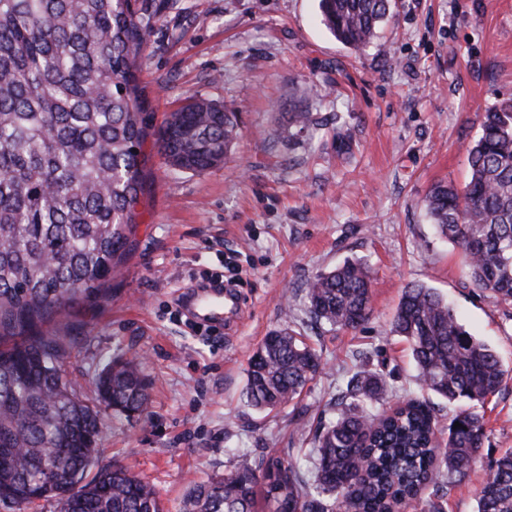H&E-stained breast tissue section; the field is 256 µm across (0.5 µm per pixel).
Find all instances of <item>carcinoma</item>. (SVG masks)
Masks as SVG:
<instances>
[{"instance_id":"carcinoma-1","label":"carcinoma","mask_w":512,"mask_h":512,"mask_svg":"<svg viewBox=\"0 0 512 512\" xmlns=\"http://www.w3.org/2000/svg\"><path fill=\"white\" fill-rule=\"evenodd\" d=\"M323 24L360 50L391 14V0H318ZM148 5L133 0H0V503L62 502L74 484L83 512H161L152 485L114 464L91 472L102 415L148 413L137 358L109 361L82 398L65 369L64 337L42 327L61 310L108 291L129 251L145 183L150 126L138 95ZM237 113L193 97L170 113L156 145L178 170L223 164L238 137ZM469 179L438 183L423 205L458 247L472 283L512 303V98L484 112L467 150ZM311 318L356 330L372 313L363 260L321 271L305 287ZM391 332L407 344L422 391L465 403L438 427L434 407L410 398L367 412L384 391L378 375L350 379L337 415L313 436L314 479L281 459L238 453L224 474L196 483L182 512H444L445 489L476 463L484 407L505 370L433 288L406 287ZM323 369L289 326L270 331L247 369L243 397L258 412L294 406ZM460 426H455V423ZM51 479L45 480L44 466ZM477 512H512V451L491 468Z\"/></svg>"}]
</instances>
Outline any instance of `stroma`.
<instances>
[{
  "label": "stroma",
  "instance_id": "1",
  "mask_svg": "<svg viewBox=\"0 0 512 512\" xmlns=\"http://www.w3.org/2000/svg\"><path fill=\"white\" fill-rule=\"evenodd\" d=\"M139 100L159 127L199 96L238 112L241 136L202 173L166 164L146 143L144 193L108 296L56 317L66 369L83 389L108 359L139 355L148 414H105L96 467L122 465L150 482L164 512H181L193 482L222 475L234 454L287 450L309 468L311 431L358 372L380 375L388 401L418 396L407 344L390 323L408 285L435 288L512 371V305L493 303L439 238L422 201L463 185L484 112L512 98V0H395L363 50L337 42L316 0H153ZM329 95L312 96L311 85ZM315 121L287 129L294 108ZM351 142L336 152L335 134ZM373 277L370 320L354 331L314 324L304 287L345 260ZM241 270L237 310L209 332L180 306L200 272ZM292 323L323 370L302 409L270 414L242 397L263 337ZM473 469L443 499L477 512L492 462L512 449V378L485 406Z\"/></svg>",
  "mask_w": 512,
  "mask_h": 512
}]
</instances>
